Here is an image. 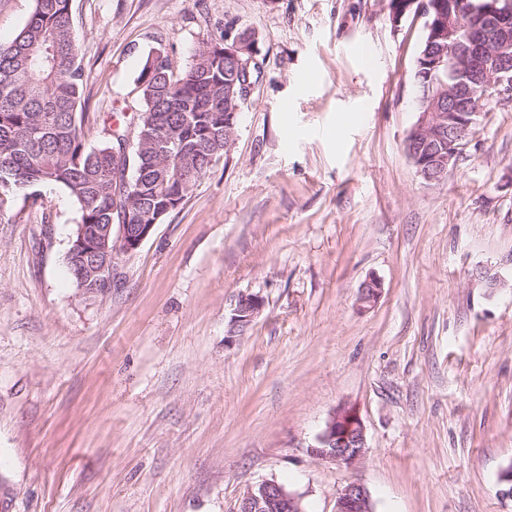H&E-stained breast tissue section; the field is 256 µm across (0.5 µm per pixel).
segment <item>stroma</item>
<instances>
[{"label":"stroma","instance_id":"obj_1","mask_svg":"<svg viewBox=\"0 0 512 512\" xmlns=\"http://www.w3.org/2000/svg\"><path fill=\"white\" fill-rule=\"evenodd\" d=\"M388 0H71L83 139L147 53L175 70L233 23L262 74L237 137L91 298L61 187L0 195V512H235L277 480L305 512H512V102L482 101L447 179L405 152L422 18ZM383 284L358 301L369 277ZM264 300L235 338L239 294ZM355 409L352 466L309 452ZM335 512L375 511L366 487L360 482H352L338 493Z\"/></svg>","mask_w":512,"mask_h":512}]
</instances>
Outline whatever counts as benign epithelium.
I'll return each instance as SVG.
<instances>
[{
    "instance_id": "benign-epithelium-1",
    "label": "benign epithelium",
    "mask_w": 512,
    "mask_h": 512,
    "mask_svg": "<svg viewBox=\"0 0 512 512\" xmlns=\"http://www.w3.org/2000/svg\"><path fill=\"white\" fill-rule=\"evenodd\" d=\"M462 0H390L391 22L414 13L424 18V29L433 38L445 40L437 54L429 58L431 70L448 73V96L434 83L416 90L417 120L407 137V155L426 183H441L458 160L476 124L480 103L488 96L512 101V0H481L473 9L472 25L461 27ZM224 97L245 99L253 83L243 79L258 63V44L229 26L224 30ZM237 134V113L224 115V149H230ZM182 203V191H173L164 207L148 224H121L117 238L112 225L102 224L94 233L87 225H77L68 251V261H78V274L92 281V287H112L114 253H131L149 237L154 226L170 210ZM382 293V282L365 280L359 302L373 305ZM263 299L250 293L238 295L233 303L227 340L242 333L261 313ZM365 427L352 408L334 412L316 436L310 453L326 462L353 465L364 455ZM235 512H305L302 498L284 484L271 479L248 489ZM335 512H374L366 487L360 482L345 486L336 498Z\"/></svg>"
}]
</instances>
